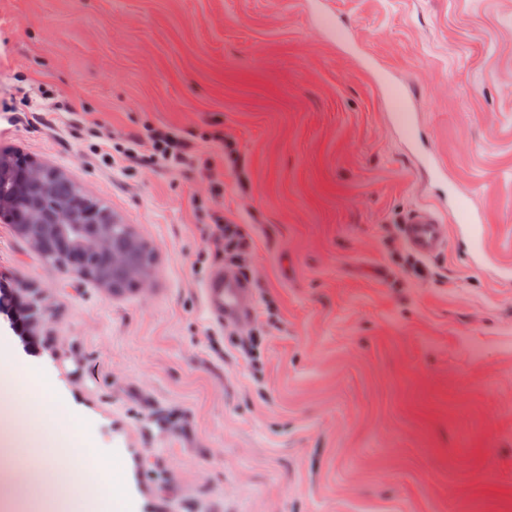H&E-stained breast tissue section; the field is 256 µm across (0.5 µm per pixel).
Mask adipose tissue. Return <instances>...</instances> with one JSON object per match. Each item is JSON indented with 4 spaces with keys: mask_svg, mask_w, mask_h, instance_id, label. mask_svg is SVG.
<instances>
[{
    "mask_svg": "<svg viewBox=\"0 0 512 512\" xmlns=\"http://www.w3.org/2000/svg\"><path fill=\"white\" fill-rule=\"evenodd\" d=\"M0 386L8 389L15 403L13 412L0 415V433L11 443L0 455V470L21 472L40 487L47 504L54 499L59 473H66L72 494L91 495L100 512H125L117 490L119 470L111 456L95 446L84 422L56 398L52 382L0 350ZM33 423L43 440L28 452L20 446L21 429Z\"/></svg>",
    "mask_w": 512,
    "mask_h": 512,
    "instance_id": "ef3b65f1",
    "label": "adipose tissue"
}]
</instances>
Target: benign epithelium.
<instances>
[{
  "instance_id": "7a95c632",
  "label": "benign epithelium",
  "mask_w": 512,
  "mask_h": 512,
  "mask_svg": "<svg viewBox=\"0 0 512 512\" xmlns=\"http://www.w3.org/2000/svg\"><path fill=\"white\" fill-rule=\"evenodd\" d=\"M57 177L59 173L49 167L31 160L17 162L0 153V220L26 229L25 239L41 256L51 244L65 245L74 235L87 232L91 251L111 254L115 264L143 250L131 230L116 233L120 222L108 211L80 196L48 198L49 183ZM44 319L45 312L32 301L30 290L14 289L10 328L33 343Z\"/></svg>"
}]
</instances>
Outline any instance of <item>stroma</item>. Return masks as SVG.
Wrapping results in <instances>:
<instances>
[{
    "mask_svg": "<svg viewBox=\"0 0 512 512\" xmlns=\"http://www.w3.org/2000/svg\"><path fill=\"white\" fill-rule=\"evenodd\" d=\"M366 58L411 91L484 251L454 223L438 256L402 246L439 192ZM149 127L195 163L94 150ZM1 150L151 254L112 292L0 223V280L49 314L40 354L1 316L0 341L109 449L132 512H512V0H0ZM224 265L255 288L247 325L204 306Z\"/></svg>",
    "mask_w": 512,
    "mask_h": 512,
    "instance_id": "35a3bbf8",
    "label": "stroma"
}]
</instances>
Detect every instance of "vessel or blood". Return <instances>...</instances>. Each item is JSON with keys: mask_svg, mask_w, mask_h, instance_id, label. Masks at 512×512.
Returning a JSON list of instances; mask_svg holds the SVG:
<instances>
[{"mask_svg": "<svg viewBox=\"0 0 512 512\" xmlns=\"http://www.w3.org/2000/svg\"><path fill=\"white\" fill-rule=\"evenodd\" d=\"M376 85L389 104L386 118L397 130L419 167L441 189L440 203L422 206L410 211L402 222L400 235L407 249L423 258L439 255L446 246L447 226L442 208H449L456 223L465 225L475 242L485 239V219L461 196L456 183L448 177L446 163L436 154L418 148V114L414 112L411 96L405 87L379 73ZM204 304L213 318L221 322L236 323L251 317L254 302L245 277L235 271L216 269L203 288Z\"/></svg>", "mask_w": 512, "mask_h": 512, "instance_id": "b4317fda", "label": "vessel or blood"}]
</instances>
